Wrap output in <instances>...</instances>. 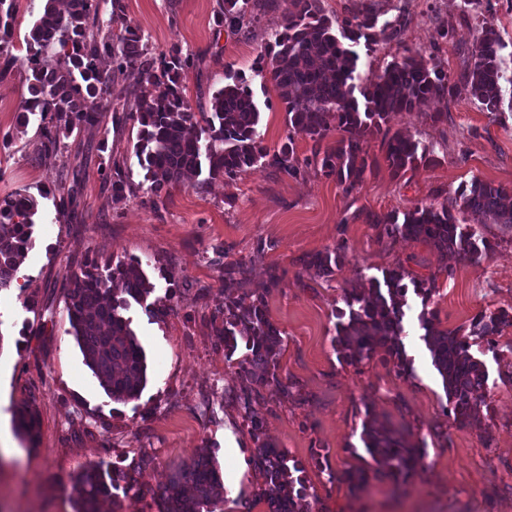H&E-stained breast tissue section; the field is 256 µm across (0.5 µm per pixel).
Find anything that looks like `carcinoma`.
<instances>
[{
	"mask_svg": "<svg viewBox=\"0 0 512 512\" xmlns=\"http://www.w3.org/2000/svg\"><path fill=\"white\" fill-rule=\"evenodd\" d=\"M15 0H0V78L14 70L27 72V97L16 115L15 128L23 132L39 121L40 151L51 154L64 147V139L98 124L89 110L92 100L108 99L112 78L121 75L140 89L135 107L126 113L140 124L135 155L148 182L143 192L158 196L182 185L187 177L208 171V179H234L257 166L295 177L301 165H314L350 191L359 184L369 163L364 144L382 136L386 161L399 176L418 162L431 161L433 151L399 133L384 129L393 112H411L431 98L451 99L458 88L422 58L392 61L379 73L362 74L358 54L350 44L370 39L377 17L366 13L334 24L322 0H290L282 28L272 33L260 59H269L270 76L288 115V125L312 142L310 156L299 162L293 136L275 151L263 144L258 131L260 109L242 77H234L212 95L209 109L192 110L181 85L190 58L178 47L153 57L138 28L122 24L120 0H113L108 20L100 18L92 0H44L38 18L24 37L26 56L8 49L14 29ZM256 21L250 0H224L219 22L239 28ZM119 25V33L112 26ZM503 43L490 26H481L471 51V68L464 88L485 112H497L503 86H512V65L501 54ZM340 133L333 146L322 148L331 131ZM112 201L126 196L127 180L121 172L109 175ZM461 207L492 224L512 225V194L502 187L474 179L456 190ZM37 201L27 192L0 200V291L11 286L19 264L32 246ZM378 238L397 236L426 241L441 256L473 261L493 250L485 238L475 239L458 218L443 206L420 205L403 213L373 221ZM345 260L341 249L319 254L312 267L329 277ZM409 283H404V280ZM421 298L419 322L423 341L442 377L455 420L464 423L486 404L488 376L481 360L471 353L470 340L495 347L494 337L512 326V313L501 309L481 312L470 324V335L440 331L426 309L436 292L435 277L422 278L398 265L370 278L366 288L345 293V307L337 310L334 343L349 365L366 363L377 349L403 360L398 336L404 332L403 306L408 290ZM154 287L132 260L102 265L92 259L73 274L66 289V312L71 334L83 360L104 391L116 402L139 398L147 383L144 349L122 311L133 300L142 305ZM224 316V356L232 359L239 343L246 354L239 368L250 380L278 381L276 369L283 339L266 314L263 295L243 292L224 298L216 308ZM362 440L372 459L383 463L395 481L407 482L425 449L409 444L395 432L365 420ZM256 468L263 479L260 496L273 512H312L318 497L288 456L262 442ZM123 481L124 496L138 501L136 480L120 469L98 462L87 466L72 485L75 512H97L98 503L112 496ZM224 502V482L216 461L204 454L173 468L158 494L159 512H216Z\"/></svg>",
	"mask_w": 512,
	"mask_h": 512,
	"instance_id": "1",
	"label": "carcinoma"
}]
</instances>
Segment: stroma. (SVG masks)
Returning <instances> with one entry per match:
<instances>
[{
    "label": "stroma",
    "mask_w": 512,
    "mask_h": 512,
    "mask_svg": "<svg viewBox=\"0 0 512 512\" xmlns=\"http://www.w3.org/2000/svg\"><path fill=\"white\" fill-rule=\"evenodd\" d=\"M258 22L231 29L218 24L223 0H121L122 16L145 35L153 56L172 46L189 55L182 75L193 110L205 108L231 75L248 82L261 112L258 130L276 149L293 137L298 157L311 141L289 134L285 106L271 79L257 75L272 30L288 0H260ZM327 15L377 16L369 44H355L361 69L381 71L408 56L428 58L461 83L482 23L494 26L512 52V0H494L479 18L462 0H322ZM402 28L388 38L383 25ZM26 94L25 74L0 80V199L26 190L38 195L34 245L11 288L0 291V512H74L71 482L88 463L121 468L148 457L135 478L144 498H118L104 512H157L151 491L172 468L212 454L224 481L223 512H270L258 496V443L238 397L249 381L226 361L213 314L229 285L224 267L242 264L243 287L265 292L267 316L284 350L278 379L259 385L255 409L265 439L288 454L319 497L314 512H512V327L494 350L474 354L489 379L486 409L462 424L447 415L442 379L422 339V309L440 330L468 333L482 311L512 309V226L465 215L494 249L472 262L445 259L429 243L378 239L370 215L402 214L419 204L453 205L460 185L479 179L512 189V105L483 111L468 94L431 99L420 109L392 114L388 126L433 147V160L394 176L380 137L368 139L370 167L345 190L313 167L290 177L256 166L235 181L198 176L161 196L143 193L144 172L134 147L139 126L119 118L134 103L127 80L116 78L109 102H94L98 126L70 137L61 151L39 152V129L15 132ZM448 118L435 122L431 113ZM124 170L133 190L113 204L103 161ZM80 170L78 205L59 214L65 177ZM48 197H41V190ZM343 248L345 261L331 279L317 277L308 256ZM91 259L141 262L154 286L155 309L130 303L125 311L146 355L147 384L137 400L115 402L84 363L69 333L64 286ZM436 275L429 304L409 296L404 308L403 359L379 352L369 363H344L334 346L335 311L346 290L381 277L396 264ZM31 408L34 436L19 433L15 414ZM400 432L426 454L408 483L407 497L390 495L392 480L362 439V421ZM362 469L365 491L352 497L346 473Z\"/></svg>",
    "instance_id": "1"
}]
</instances>
